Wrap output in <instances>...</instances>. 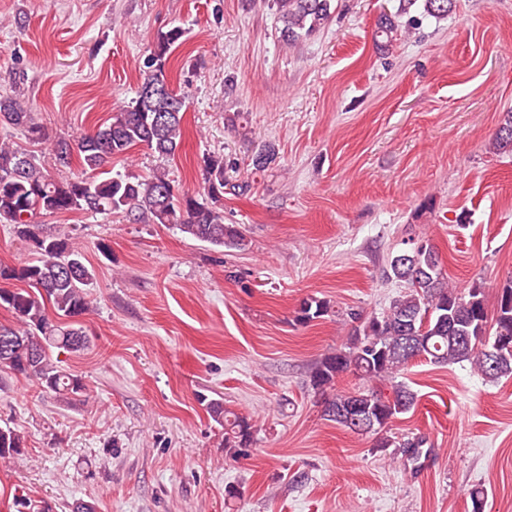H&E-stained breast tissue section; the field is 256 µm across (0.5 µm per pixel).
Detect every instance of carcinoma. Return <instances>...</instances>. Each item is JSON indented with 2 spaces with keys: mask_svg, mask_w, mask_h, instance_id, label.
<instances>
[{
  "mask_svg": "<svg viewBox=\"0 0 512 512\" xmlns=\"http://www.w3.org/2000/svg\"><path fill=\"white\" fill-rule=\"evenodd\" d=\"M333 0H272L282 23L281 36L295 41L321 28L330 18ZM422 4L421 15L444 18L455 0H400L394 14L379 16L375 37L388 46L402 30L400 18H417L410 9ZM185 31L173 27L160 34L144 59L145 77L132 101L112 113L98 128L72 140L55 144L59 165L67 167L78 157L84 172L58 180L38 166L19 146L0 143V224L13 225L25 238L34 258L22 265L0 264V307L9 310L14 325L0 324V336H21L39 346L35 357H10L0 353V368L36 383L45 393L76 395L85 390L81 380L53 360L55 349L81 353L90 338L77 318L90 310L87 287L94 270L84 255L62 234H45L34 223L38 215L82 210L95 214H122L144 224H173L185 236L214 247H241L242 227L224 223L219 203L224 198V156L203 159L204 196L198 198L175 188L169 171L158 166L146 177L112 172V160L143 146L161 158L175 155L182 137L185 96L169 87L167 68L172 47ZM0 121L24 129L28 139L45 137L28 112L14 99L0 97ZM497 152H512V112L504 115L492 142ZM276 161L275 150L252 158L257 172ZM387 277L404 284L406 291L391 301L380 316L369 318L350 312L355 323L348 343L324 355L308 375V386L325 395L323 416L360 435H377V447L392 441L382 435L399 415L414 408L417 395L406 384L394 382L409 363L422 358L447 365L468 361L487 381L512 376V276L499 289L493 313H488L483 287L453 286L433 245L421 239L408 251L391 257ZM24 282L37 291L11 289L5 284ZM332 313L330 303L317 297L303 299L295 320L307 325ZM353 374L365 383H390L389 396L374 388L335 390L336 380ZM212 419L224 428V452L232 461L249 456L256 425L219 400L207 403ZM24 435L0 428V463L21 452Z\"/></svg>",
  "mask_w": 512,
  "mask_h": 512,
  "instance_id": "1",
  "label": "carcinoma"
}]
</instances>
